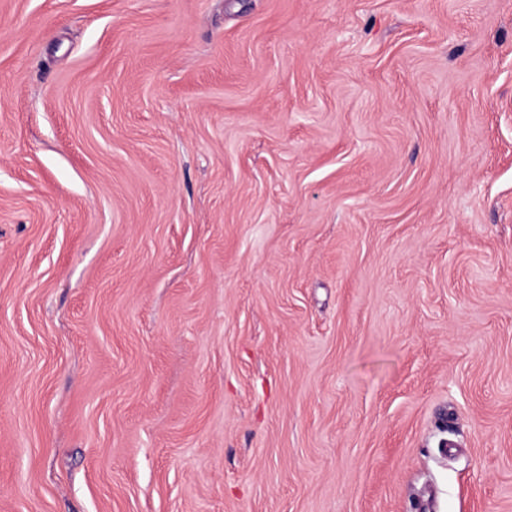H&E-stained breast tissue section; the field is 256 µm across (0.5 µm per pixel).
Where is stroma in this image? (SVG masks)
Here are the masks:
<instances>
[{"label":"stroma","instance_id":"obj_1","mask_svg":"<svg viewBox=\"0 0 512 512\" xmlns=\"http://www.w3.org/2000/svg\"><path fill=\"white\" fill-rule=\"evenodd\" d=\"M0 512H512V0H0Z\"/></svg>","mask_w":512,"mask_h":512}]
</instances>
